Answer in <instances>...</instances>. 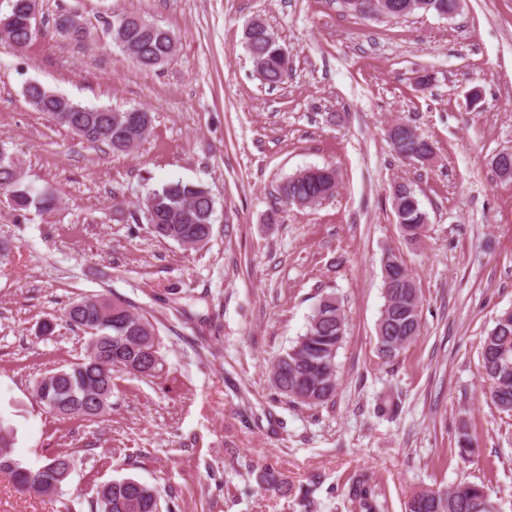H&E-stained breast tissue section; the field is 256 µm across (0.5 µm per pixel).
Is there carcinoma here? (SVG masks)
Segmentation results:
<instances>
[{
  "mask_svg": "<svg viewBox=\"0 0 512 512\" xmlns=\"http://www.w3.org/2000/svg\"><path fill=\"white\" fill-rule=\"evenodd\" d=\"M173 39L162 37L145 24L131 31L127 43L130 57L139 66H159L172 54ZM245 44L261 80L276 86L287 77L289 59L268 27L258 32L246 30ZM49 90L31 89L30 103L54 122L92 145H105L114 153L134 148L150 132L153 116L139 129L132 130L117 120L120 112L110 108L82 106L66 100L71 114L80 117L75 125L63 121L59 103L47 96ZM403 158L420 160L433 154L431 145L421 136L403 138ZM336 170L329 167L317 172L302 171L288 177L280 186L287 205L310 206L333 194ZM0 190L16 212L30 207L50 211L56 206L53 195L33 194L20 179L18 166L4 146H0ZM415 192L406 183L393 187L397 223L406 236L417 240L427 228L426 212L407 202ZM148 231L157 240L173 241L189 248L204 246L212 233L215 201L202 184L171 181L153 191L146 199ZM412 290L402 299L394 294L384 299L380 318L389 321L400 306L411 316L420 318V296L412 277H407ZM60 320L72 328L89 334L86 355L78 363L46 374L33 385L36 403L63 419H88L96 416L94 400L104 408L111 405L114 388L113 371H125L142 377H153L163 369L159 328L127 302L100 296L82 297L64 309ZM346 334L344 309L333 294L320 298L303 335L272 363V384L287 400L307 406H319L336 393V357ZM420 331L404 326L394 341L378 340L381 359L393 360ZM483 374L489 381L490 399L496 408L512 415V318L495 321L483 340L480 352ZM73 463L69 455L54 453L44 465L32 468L15 453L13 429L0 421V473L9 476L22 491L31 489L39 495H55L67 483ZM374 474L368 470L354 472L344 487V499L350 512H384L385 504L375 496ZM493 500L484 485L460 482L442 490L425 488L415 492L407 502L406 512H490ZM96 512H160L157 491L133 478L112 480L96 491Z\"/></svg>",
  "mask_w": 512,
  "mask_h": 512,
  "instance_id": "1",
  "label": "carcinoma"
}]
</instances>
